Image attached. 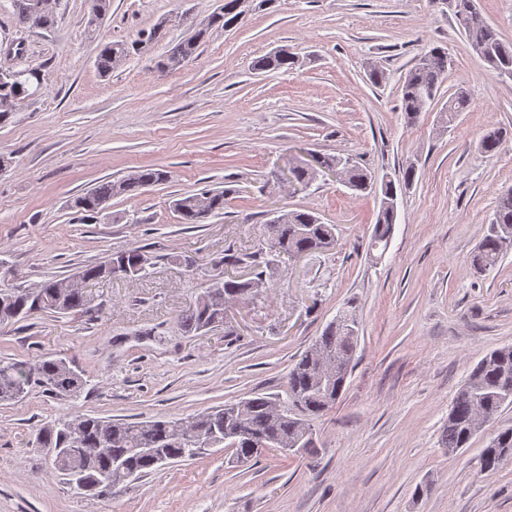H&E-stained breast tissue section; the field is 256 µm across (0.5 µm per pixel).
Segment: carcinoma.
<instances>
[{"mask_svg": "<svg viewBox=\"0 0 512 512\" xmlns=\"http://www.w3.org/2000/svg\"><path fill=\"white\" fill-rule=\"evenodd\" d=\"M20 23L29 28L48 30L54 25L55 10L39 13L33 10L34 0H12ZM454 15L466 12L474 16L461 29L474 52L500 77L512 79V44L498 38L482 18L475 0H455ZM240 0H224L208 26L230 28L239 21L243 8ZM111 7L110 0H92L86 19L87 31L95 32ZM161 27L152 28L134 43L145 52L159 41ZM205 29H200L170 47L158 62L163 70H175L197 52ZM124 43L103 42L95 59L98 71L112 73L129 55ZM298 57L288 48H279L255 63L259 71L291 69ZM448 67V53L440 46L422 52L405 74L402 82V111L414 121L432 103ZM43 81L42 68L19 63L10 72V80L0 82V97L16 100L33 97ZM470 106L466 89L458 88L442 107L444 122L452 123ZM503 131H487L480 140L481 151L489 156L498 153ZM342 170L341 181L355 192L381 193V207L371 235V248L386 250L392 238L397 215L398 193L410 187L415 169L408 167L402 178L377 183L370 173L349 157L315 155L313 162L288 166V182L307 186L320 172L331 167ZM166 173L140 169L116 180L103 181L76 196L71 208L80 213L98 214L115 196L131 195L147 186L163 181ZM227 189H204L183 194L172 202L182 224H201L211 216L224 212ZM274 243L272 258L258 261L260 253L226 250L214 266L222 271L209 279L208 286L194 307L179 318V326L187 333H200L224 325L221 303L247 300L272 287L269 271L277 265L278 254L291 257L331 247L336 243V228L326 224L312 211L283 212L267 224ZM512 249V190L499 197L487 232L475 250L471 265L481 273L498 265ZM149 258L138 248L117 251L99 264L86 266L76 273L87 282L111 277L118 268L129 270L134 277L146 271ZM253 268L249 279L232 278L225 269L240 266ZM90 298L73 281V277H51L33 288H0V323L24 321L37 313L76 314L88 310ZM359 337V322L351 310L342 311L330 322L321 336L300 356L287 376L288 403L282 405L271 396L257 394L237 403L229 402L201 413L187 421L156 419L129 421L106 419L88 414H72L40 427L32 441L34 448H50L53 465L76 489L96 496H112L126 481L119 476L118 463L131 462L140 477L165 466L193 460L210 448L230 449L244 453L254 449L252 456L263 450L301 448L304 453L317 451L309 418L332 408L344 391L350 374ZM37 384L51 394L76 397L86 386L83 374L61 358L46 357L36 363L0 360V402L23 397L27 388ZM512 405V346L487 353L472 369L469 378L452 400L448 422L441 435L442 447L453 453L468 446L477 431L472 422L481 410L498 415ZM142 448L159 450L167 458L140 453ZM512 461V426L499 428L479 456L480 474H493Z\"/></svg>", "mask_w": 512, "mask_h": 512, "instance_id": "cac0c4a2", "label": "carcinoma"}]
</instances>
